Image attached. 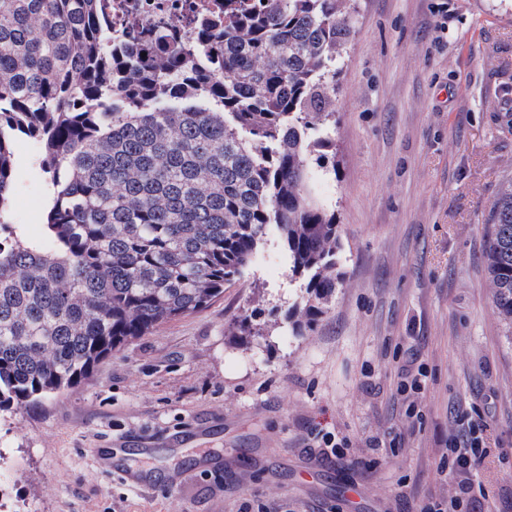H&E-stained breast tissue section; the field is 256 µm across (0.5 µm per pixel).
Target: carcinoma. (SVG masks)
<instances>
[{"instance_id": "obj_1", "label": "carcinoma", "mask_w": 512, "mask_h": 512, "mask_svg": "<svg viewBox=\"0 0 512 512\" xmlns=\"http://www.w3.org/2000/svg\"><path fill=\"white\" fill-rule=\"evenodd\" d=\"M187 45L105 0H0V411L71 389L128 343L224 293L275 231L305 295L344 282L313 160L334 147L350 0H223ZM37 147L41 238L9 223L15 145ZM494 307L512 336V182L489 212Z\"/></svg>"}]
</instances>
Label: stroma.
Segmentation results:
<instances>
[{
  "label": "stroma",
  "mask_w": 512,
  "mask_h": 512,
  "mask_svg": "<svg viewBox=\"0 0 512 512\" xmlns=\"http://www.w3.org/2000/svg\"><path fill=\"white\" fill-rule=\"evenodd\" d=\"M349 26L318 183L346 278L323 314L292 335L301 283L268 235L207 307L0 412V512H416L455 494L439 465L464 417L512 449V342L486 261L512 182V0H354ZM44 203L25 167L12 224L38 235ZM256 309L261 335L235 333ZM421 367L419 422L399 387ZM478 480L512 512V456Z\"/></svg>",
  "instance_id": "1"
}]
</instances>
